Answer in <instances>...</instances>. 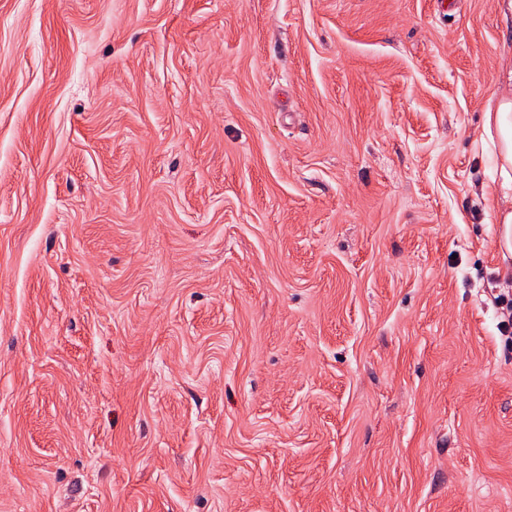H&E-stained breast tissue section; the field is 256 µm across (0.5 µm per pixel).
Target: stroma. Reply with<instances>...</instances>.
I'll return each mask as SVG.
<instances>
[{
  "label": "stroma",
  "instance_id": "35a3bbf8",
  "mask_svg": "<svg viewBox=\"0 0 512 512\" xmlns=\"http://www.w3.org/2000/svg\"><path fill=\"white\" fill-rule=\"evenodd\" d=\"M512 0H0V512H512ZM488 123L493 120L497 134V143H494L489 131V136L493 145L499 150L501 160V188L505 196L512 191V98L510 96H501L494 105H490L487 110ZM492 113V114H491Z\"/></svg>",
  "mask_w": 512,
  "mask_h": 512
}]
</instances>
